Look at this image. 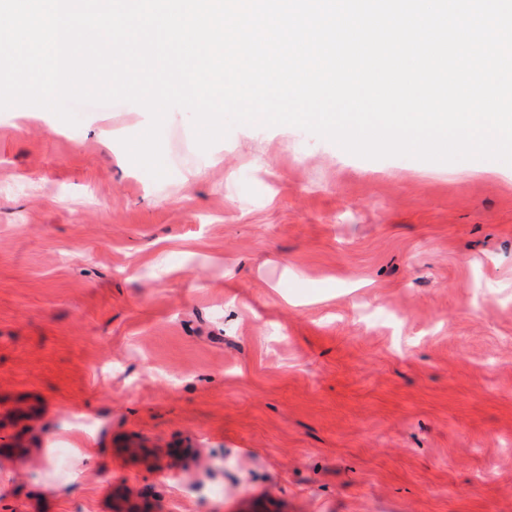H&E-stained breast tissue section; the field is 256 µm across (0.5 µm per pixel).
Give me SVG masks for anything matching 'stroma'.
<instances>
[{"label":"stroma","instance_id":"35a3bbf8","mask_svg":"<svg viewBox=\"0 0 512 512\" xmlns=\"http://www.w3.org/2000/svg\"><path fill=\"white\" fill-rule=\"evenodd\" d=\"M76 113L0 110V512H512V165Z\"/></svg>","mask_w":512,"mask_h":512}]
</instances>
